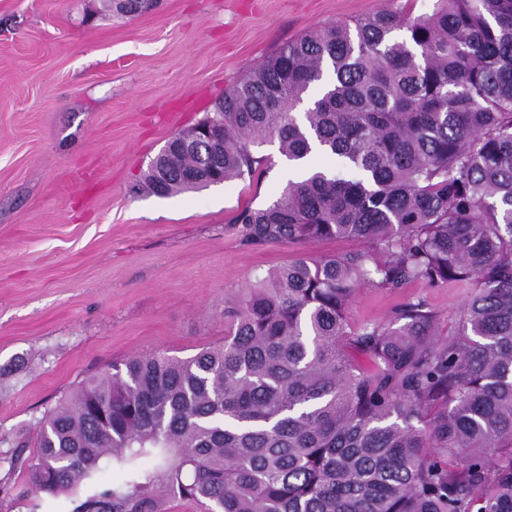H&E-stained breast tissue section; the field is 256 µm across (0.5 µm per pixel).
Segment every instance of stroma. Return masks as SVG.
<instances>
[{
    "mask_svg": "<svg viewBox=\"0 0 512 512\" xmlns=\"http://www.w3.org/2000/svg\"><path fill=\"white\" fill-rule=\"evenodd\" d=\"M434 0H155L135 16L107 0H0V438L35 422L85 378L134 355L187 358L224 340L226 311L258 274L359 241L244 245L231 219L288 182L276 147L253 177L158 198L138 191L176 133L283 44ZM468 289L414 280L358 289L353 324L424 302L456 328ZM0 467V512L32 507Z\"/></svg>",
    "mask_w": 512,
    "mask_h": 512,
    "instance_id": "35a3bbf8",
    "label": "stroma"
}]
</instances>
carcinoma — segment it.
<instances>
[{
  "mask_svg": "<svg viewBox=\"0 0 512 512\" xmlns=\"http://www.w3.org/2000/svg\"><path fill=\"white\" fill-rule=\"evenodd\" d=\"M149 0H115L133 16ZM319 93L308 98L311 87ZM217 151L162 149L142 187L166 198L253 175V148L338 160L243 208L248 244L350 237L239 297L224 343L132 356L9 441L25 495L71 497L104 459L112 486L76 512H512V0L383 10L284 44L218 99ZM470 293L458 327L425 303L352 325L357 287ZM157 461L143 469L139 460Z\"/></svg>",
  "mask_w": 512,
  "mask_h": 512,
  "instance_id": "obj_1",
  "label": "carcinoma"
}]
</instances>
